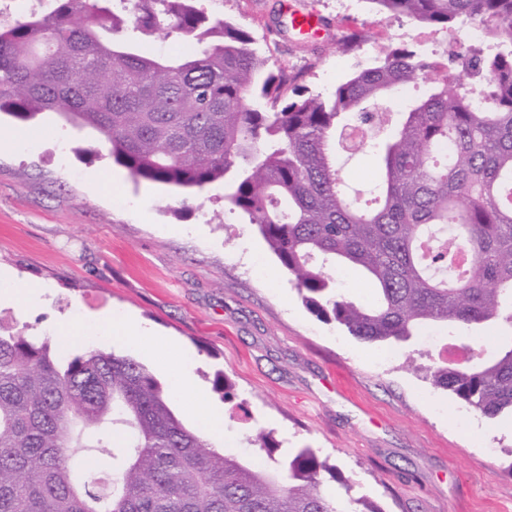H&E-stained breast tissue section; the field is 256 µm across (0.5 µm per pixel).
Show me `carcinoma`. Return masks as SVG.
I'll list each match as a JSON object with an SVG mask.
<instances>
[{
    "mask_svg": "<svg viewBox=\"0 0 512 512\" xmlns=\"http://www.w3.org/2000/svg\"><path fill=\"white\" fill-rule=\"evenodd\" d=\"M0 19V112H53L98 132L132 179L225 199L257 226L306 306L366 342L428 325L512 334V0H371L387 18L484 25L493 48L435 64L396 48L328 95L269 69L250 36L197 0H55ZM190 38L192 55L146 54ZM431 80L390 122L389 95ZM375 152L370 204L350 198L337 157ZM362 272L378 302L336 292L325 266ZM444 359L432 384L488 418L512 414V339L489 357ZM136 360L70 357L0 327V512H382L310 448L287 460L260 431L267 466L219 452L175 413ZM119 449L112 470L84 454ZM329 473L341 492L324 489Z\"/></svg>",
    "mask_w": 512,
    "mask_h": 512,
    "instance_id": "obj_1",
    "label": "carcinoma"
}]
</instances>
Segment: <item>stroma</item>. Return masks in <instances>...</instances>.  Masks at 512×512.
I'll return each mask as SVG.
<instances>
[{
    "label": "stroma",
    "instance_id": "1",
    "mask_svg": "<svg viewBox=\"0 0 512 512\" xmlns=\"http://www.w3.org/2000/svg\"><path fill=\"white\" fill-rule=\"evenodd\" d=\"M242 27L273 67L329 94L358 70L406 47L444 60L460 29L380 17L370 0H198ZM316 10L317 35L287 29L292 10ZM223 182L196 197L115 164L101 136L47 113L23 124L0 115V324L49 339L69 356L111 351L99 321L132 314L176 339L163 370L139 348L123 353L165 387L190 428L200 404L224 413L222 452L262 463L251 440L271 431L276 454L319 457L383 512H512V416L488 419L434 387L438 351L425 335L368 343L303 304L292 276L255 225L224 200ZM41 303L11 302L24 283ZM77 325L72 342L62 324ZM234 384L231 399L214 389Z\"/></svg>",
    "mask_w": 512,
    "mask_h": 512
}]
</instances>
